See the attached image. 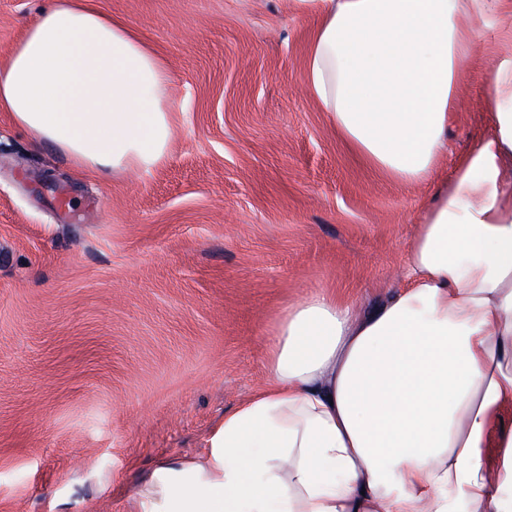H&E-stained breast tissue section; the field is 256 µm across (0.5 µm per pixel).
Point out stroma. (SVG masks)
I'll return each mask as SVG.
<instances>
[{
  "mask_svg": "<svg viewBox=\"0 0 512 512\" xmlns=\"http://www.w3.org/2000/svg\"><path fill=\"white\" fill-rule=\"evenodd\" d=\"M53 0H0V55ZM164 59L175 115L148 173L78 167L0 112V512H130L267 380L278 314L399 285L437 185L492 131L502 0L456 80L448 153L404 185L308 91L297 0H96Z\"/></svg>",
  "mask_w": 512,
  "mask_h": 512,
  "instance_id": "stroma-1",
  "label": "stroma"
}]
</instances>
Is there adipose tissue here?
Here are the masks:
<instances>
[{
	"mask_svg": "<svg viewBox=\"0 0 512 512\" xmlns=\"http://www.w3.org/2000/svg\"><path fill=\"white\" fill-rule=\"evenodd\" d=\"M319 22L308 86L340 135L398 183L448 151L455 77L500 0H300ZM169 73L95 0H55L0 62V112L89 169L167 157ZM494 131L424 215L405 283L359 314L326 294L285 308L263 387L203 453L160 462L132 512H512V67Z\"/></svg>",
	"mask_w": 512,
	"mask_h": 512,
	"instance_id": "1",
	"label": "adipose tissue"
}]
</instances>
